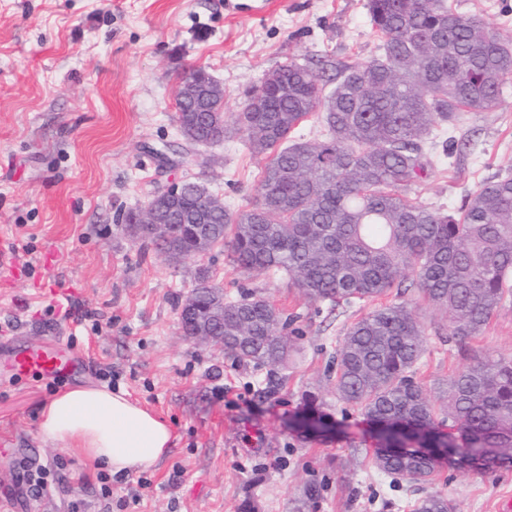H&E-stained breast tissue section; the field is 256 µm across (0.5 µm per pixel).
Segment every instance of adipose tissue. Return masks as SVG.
I'll return each instance as SVG.
<instances>
[{
    "label": "adipose tissue",
    "mask_w": 512,
    "mask_h": 512,
    "mask_svg": "<svg viewBox=\"0 0 512 512\" xmlns=\"http://www.w3.org/2000/svg\"><path fill=\"white\" fill-rule=\"evenodd\" d=\"M39 429L46 439L76 446L109 473L125 476L158 463L172 438L168 424L124 394L82 385L42 404Z\"/></svg>",
    "instance_id": "ef3b65f1"
}]
</instances>
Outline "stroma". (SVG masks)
Instances as JSON below:
<instances>
[{
    "instance_id": "obj_1",
    "label": "stroma",
    "mask_w": 512,
    "mask_h": 512,
    "mask_svg": "<svg viewBox=\"0 0 512 512\" xmlns=\"http://www.w3.org/2000/svg\"><path fill=\"white\" fill-rule=\"evenodd\" d=\"M226 0H0V235L14 240L19 276L0 280V359L20 344L62 337L91 354L74 377L0 379V512H411L409 485L376 469L378 440L357 413L342 415L329 357L347 326L371 304L329 310L305 299L287 276L247 274L223 246L170 262L143 250L114 223L118 209H143L153 194L186 179L205 182L238 212L254 201L264 165L234 118L248 89L289 59L330 55L364 62L381 39L366 0H264L235 14ZM512 37V0H451ZM202 66L224 87V140L188 146L176 122L185 70ZM460 159L434 169L410 195L459 211L495 176L512 175V80L500 106L447 130ZM56 249L54 269L41 263ZM237 296L249 288L276 308L301 315L288 360L242 363L213 343L184 336L175 300L200 275ZM55 278L68 302L45 295ZM417 377L439 398L469 360L449 342L445 314L422 296ZM471 346L512 358V305L500 308ZM281 380L267 391L270 373ZM91 384L124 391L172 431L155 466L123 479L98 469L74 447L43 439L40 406ZM315 396L323 425L304 423ZM41 477L35 493L27 472ZM320 488L309 500V484ZM433 490L455 512H502L512 498V467L491 474L438 464Z\"/></svg>"
}]
</instances>
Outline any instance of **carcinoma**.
Listing matches in <instances>:
<instances>
[{"label":"carcinoma","instance_id":"obj_1","mask_svg":"<svg viewBox=\"0 0 512 512\" xmlns=\"http://www.w3.org/2000/svg\"><path fill=\"white\" fill-rule=\"evenodd\" d=\"M366 9L382 39L379 56L291 60L246 92L235 125L266 159L249 208L232 213L221 203L199 221L189 180L177 212L161 220L187 256L222 245L243 272L284 274L313 303L375 304L336 348V395L382 429L376 467L424 488L445 448L463 469L492 474L512 465V359L471 356L448 378L447 403L435 412L416 378L425 328L404 300L414 289L448 312L451 340L467 354L512 301V176L482 184L458 214L409 197L432 165L425 146L434 132L499 106L512 79V39L447 0H367ZM177 108V123L195 126L198 145L224 126L222 105L180 100ZM317 111L324 138L295 137ZM137 228L145 247L164 251L149 225ZM188 299L196 317L181 320L184 335L222 336L224 353L240 362L282 363L288 337L303 335L298 316L254 290L228 299L202 276ZM413 512L454 505L430 491Z\"/></svg>","mask_w":512,"mask_h":512}]
</instances>
